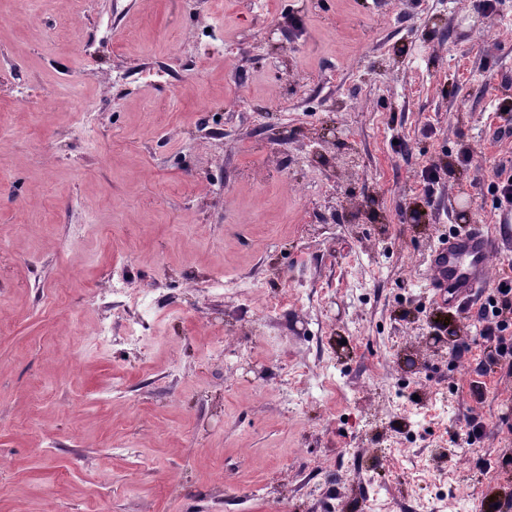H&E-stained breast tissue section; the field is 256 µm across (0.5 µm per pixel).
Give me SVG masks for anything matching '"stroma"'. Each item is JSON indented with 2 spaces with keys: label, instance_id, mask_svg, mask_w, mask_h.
<instances>
[{
  "label": "stroma",
  "instance_id": "35a3bbf8",
  "mask_svg": "<svg viewBox=\"0 0 512 512\" xmlns=\"http://www.w3.org/2000/svg\"><path fill=\"white\" fill-rule=\"evenodd\" d=\"M508 101L512 0H0V512L512 499V375L427 286L502 230ZM512 160L502 161L497 169V182L495 192L497 193V209L503 205L505 208L512 207Z\"/></svg>",
  "mask_w": 512,
  "mask_h": 512
}]
</instances>
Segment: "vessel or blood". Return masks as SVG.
Returning <instances> with one entry per match:
<instances>
[{"mask_svg": "<svg viewBox=\"0 0 512 512\" xmlns=\"http://www.w3.org/2000/svg\"><path fill=\"white\" fill-rule=\"evenodd\" d=\"M494 239L481 232H463L442 239L430 254L428 286L439 306L455 311L485 287Z\"/></svg>", "mask_w": 512, "mask_h": 512, "instance_id": "obj_1", "label": "vessel or blood"}]
</instances>
